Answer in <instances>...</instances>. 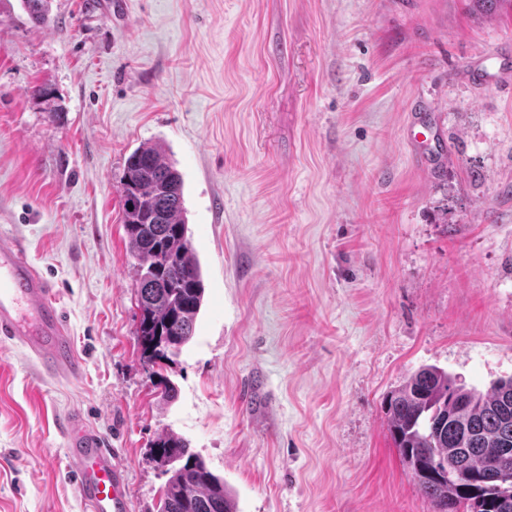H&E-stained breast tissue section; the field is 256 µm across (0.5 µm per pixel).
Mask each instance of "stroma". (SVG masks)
Returning a JSON list of instances; mask_svg holds the SVG:
<instances>
[{"instance_id": "obj_1", "label": "stroma", "mask_w": 512, "mask_h": 512, "mask_svg": "<svg viewBox=\"0 0 512 512\" xmlns=\"http://www.w3.org/2000/svg\"><path fill=\"white\" fill-rule=\"evenodd\" d=\"M0 0V235L53 282L84 363L0 344V512H83L81 410L159 512L184 438L239 512H433L383 402L420 367L512 375V15L461 0ZM433 159L414 158L409 122ZM183 178L195 333L154 388L121 223L127 157Z\"/></svg>"}]
</instances>
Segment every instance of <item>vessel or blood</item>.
Segmentation results:
<instances>
[{
    "mask_svg": "<svg viewBox=\"0 0 512 512\" xmlns=\"http://www.w3.org/2000/svg\"><path fill=\"white\" fill-rule=\"evenodd\" d=\"M0 341L20 348L49 375L72 379L83 372L53 283L31 262L24 240L2 236ZM64 434L85 512H130L126 472L101 433L75 410L66 417Z\"/></svg>",
    "mask_w": 512,
    "mask_h": 512,
    "instance_id": "vessel-or-blood-1",
    "label": "vessel or blood"
}]
</instances>
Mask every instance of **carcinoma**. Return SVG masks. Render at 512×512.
I'll return each mask as SVG.
<instances>
[{"instance_id":"obj_1","label":"carcinoma","mask_w":512,"mask_h":512,"mask_svg":"<svg viewBox=\"0 0 512 512\" xmlns=\"http://www.w3.org/2000/svg\"><path fill=\"white\" fill-rule=\"evenodd\" d=\"M505 0H467L484 17ZM39 24L50 22L51 0H22ZM122 223L135 260L140 318L136 340L144 361L169 360L193 337L204 301L203 274L190 235L183 180L164 147L147 143L127 158L121 179ZM391 439L433 512H512V482L493 480L488 460L512 449V377L482 391L436 367L411 374L385 403ZM162 462L176 461L160 512H238L224 484L188 443L165 433L153 443ZM469 475L448 479V465Z\"/></svg>"}]
</instances>
